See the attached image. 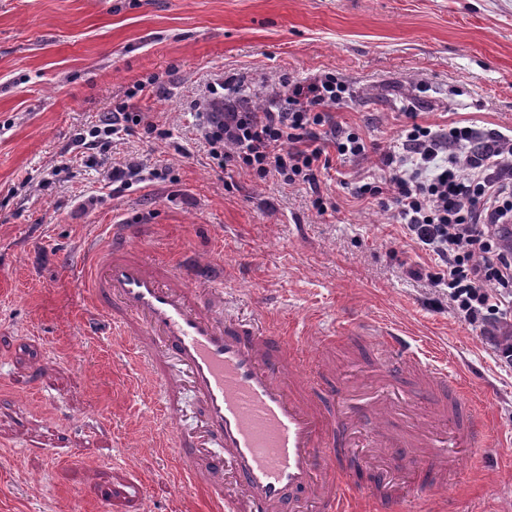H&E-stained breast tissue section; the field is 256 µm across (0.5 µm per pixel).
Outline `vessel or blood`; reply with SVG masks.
Listing matches in <instances>:
<instances>
[{"instance_id": "b4317fda", "label": "vessel or blood", "mask_w": 512, "mask_h": 512, "mask_svg": "<svg viewBox=\"0 0 512 512\" xmlns=\"http://www.w3.org/2000/svg\"><path fill=\"white\" fill-rule=\"evenodd\" d=\"M115 224L84 275L95 308L133 345L165 416L185 486L219 512H354L368 474L385 512L459 470L489 428L467 388L432 368L391 326L351 320L334 335L287 339L266 320L224 311V279L200 282L194 263L145 259ZM361 340L355 377L312 383L296 344ZM196 432L181 428L187 400Z\"/></svg>"}]
</instances>
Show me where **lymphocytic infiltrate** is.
Returning a JSON list of instances; mask_svg holds the SVG:
<instances>
[{
	"instance_id": "lymphocytic-infiltrate-1",
	"label": "lymphocytic infiltrate",
	"mask_w": 512,
	"mask_h": 512,
	"mask_svg": "<svg viewBox=\"0 0 512 512\" xmlns=\"http://www.w3.org/2000/svg\"><path fill=\"white\" fill-rule=\"evenodd\" d=\"M244 89L237 75H218L208 82L191 108L206 109L198 140L213 164L225 174L244 172L264 181L318 187V176L332 156L367 157L370 147L359 131L335 121L333 107L347 92L332 72L309 85L294 83L287 93L266 91L263 106L249 111L216 112L212 106L229 87ZM153 75L136 82L126 99L98 123L76 133L74 143L105 151L114 137L143 126L164 141L165 127L132 111L131 100L161 91ZM477 132L469 126L439 128L409 121L395 145L379 150L376 172L356 176L353 196L391 211L397 223L437 261L426 278L448 291L454 309L464 317L497 326L512 313V139L500 137L476 150Z\"/></svg>"
}]
</instances>
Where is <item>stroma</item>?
<instances>
[{"mask_svg":"<svg viewBox=\"0 0 512 512\" xmlns=\"http://www.w3.org/2000/svg\"><path fill=\"white\" fill-rule=\"evenodd\" d=\"M219 71L305 85L336 73L350 92L336 121L382 147L409 109L512 136V0H0V512H212L178 490L154 388L81 280L116 221L153 259L219 264L229 313L309 336L384 320L435 350L480 392L491 432L410 512H512V363L428 285L433 255L346 188L375 155L332 160L323 215L306 185L240 173L225 188L188 109ZM152 74L165 92L132 105L171 143L139 129L106 156L168 177L114 193L72 140Z\"/></svg>","mask_w":512,"mask_h":512,"instance_id":"35a3bbf8","label":"stroma"}]
</instances>
